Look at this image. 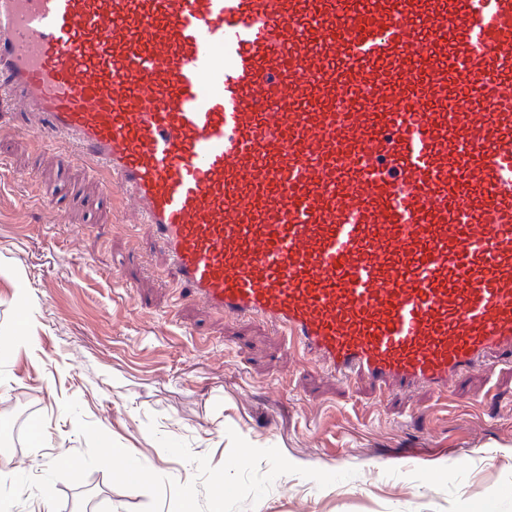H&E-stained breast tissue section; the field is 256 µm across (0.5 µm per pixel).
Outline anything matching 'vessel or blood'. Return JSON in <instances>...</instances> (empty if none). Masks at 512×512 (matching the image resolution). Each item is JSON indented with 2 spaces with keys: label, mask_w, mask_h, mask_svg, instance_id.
<instances>
[{
  "label": "vessel or blood",
  "mask_w": 512,
  "mask_h": 512,
  "mask_svg": "<svg viewBox=\"0 0 512 512\" xmlns=\"http://www.w3.org/2000/svg\"><path fill=\"white\" fill-rule=\"evenodd\" d=\"M0 101L338 378L512 361V0H0Z\"/></svg>",
  "instance_id": "b4317fda"
}]
</instances>
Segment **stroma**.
<instances>
[{
	"label": "stroma",
	"instance_id": "1",
	"mask_svg": "<svg viewBox=\"0 0 512 512\" xmlns=\"http://www.w3.org/2000/svg\"><path fill=\"white\" fill-rule=\"evenodd\" d=\"M61 140L42 148L0 105V420L29 411L18 458L0 476L43 474L84 451L77 400L151 471L186 483L193 464L157 435L218 466L235 431L291 463L354 478L321 489L278 477L253 512H512V366L379 396L289 351L270 324L179 302L181 289L130 202L106 200ZM156 434H149V427ZM93 512H141L147 493L94 468Z\"/></svg>",
	"mask_w": 512,
	"mask_h": 512
}]
</instances>
